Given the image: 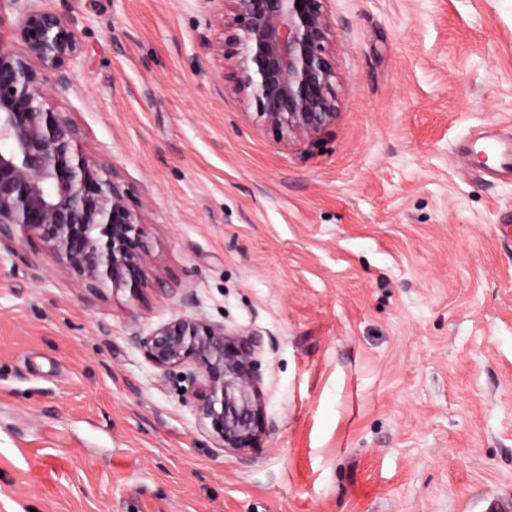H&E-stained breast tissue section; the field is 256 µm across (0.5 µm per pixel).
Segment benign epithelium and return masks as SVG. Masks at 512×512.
<instances>
[{"label":"benign epithelium","instance_id":"7a95c632","mask_svg":"<svg viewBox=\"0 0 512 512\" xmlns=\"http://www.w3.org/2000/svg\"><path fill=\"white\" fill-rule=\"evenodd\" d=\"M22 48L0 42V247L44 243L90 288L136 297L155 257L143 209L131 204L117 166L92 159L71 120L50 106L82 43L56 11L9 0ZM219 32L209 49L224 90L246 119L284 149L336 122V35L330 0H206ZM145 357L163 375L180 369L192 410L216 448L247 458L270 434L259 385L260 335L181 315L144 336Z\"/></svg>","mask_w":512,"mask_h":512}]
</instances>
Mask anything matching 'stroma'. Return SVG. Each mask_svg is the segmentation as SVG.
I'll return each mask as SVG.
<instances>
[{
    "instance_id": "stroma-1",
    "label": "stroma",
    "mask_w": 512,
    "mask_h": 512,
    "mask_svg": "<svg viewBox=\"0 0 512 512\" xmlns=\"http://www.w3.org/2000/svg\"><path fill=\"white\" fill-rule=\"evenodd\" d=\"M82 40L52 101L116 164L137 298L0 254V512H486L512 495V0H331L336 122L282 148L224 94L203 0H38ZM261 335L271 433L218 450L132 338ZM468 151L480 164L481 155H491L495 159V164L488 167L485 173L512 178V137L504 139L491 131L472 144Z\"/></svg>"
}]
</instances>
